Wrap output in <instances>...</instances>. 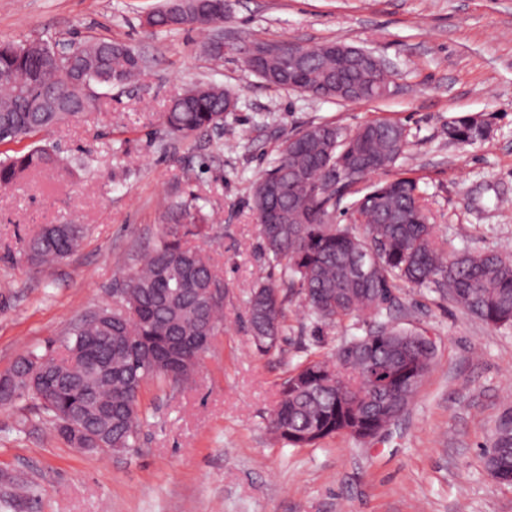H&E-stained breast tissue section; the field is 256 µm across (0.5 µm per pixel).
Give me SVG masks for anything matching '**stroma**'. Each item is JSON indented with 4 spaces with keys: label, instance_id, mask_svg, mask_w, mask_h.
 Masks as SVG:
<instances>
[{
    "label": "stroma",
    "instance_id": "obj_1",
    "mask_svg": "<svg viewBox=\"0 0 512 512\" xmlns=\"http://www.w3.org/2000/svg\"><path fill=\"white\" fill-rule=\"evenodd\" d=\"M164 0H0V41L89 39L131 46L137 83L100 88L101 105L48 135L81 161L67 179L33 173L0 187V375L27 353L63 355L71 327L112 304V286L163 231L158 205L196 194L216 221L204 249L224 279V323L192 382H148L137 445L87 454L59 437L30 397L0 404V492L24 487L23 512H512V484L484 450L512 409V327L401 286L396 317L424 331L437 357L408 410L380 436L338 435L294 448L267 429L280 388L324 357L344 328L317 330L299 305L276 350L247 330L246 295L267 268L250 186L281 140L311 123L355 132L385 118L411 146L396 173L415 178L439 236L473 253L512 254V0H224V59L204 33L156 35L142 17ZM345 40L393 73L378 99L343 103L268 85L245 58L261 43ZM219 84L238 99L220 130L191 138L160 122L182 89ZM478 115L486 140H449L455 116ZM82 224L78 249L28 268L22 241L44 224Z\"/></svg>",
    "mask_w": 512,
    "mask_h": 512
}]
</instances>
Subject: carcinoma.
<instances>
[{
	"instance_id": "obj_1",
	"label": "carcinoma",
	"mask_w": 512,
	"mask_h": 512,
	"mask_svg": "<svg viewBox=\"0 0 512 512\" xmlns=\"http://www.w3.org/2000/svg\"><path fill=\"white\" fill-rule=\"evenodd\" d=\"M224 18V0H170L149 12L153 33L208 27ZM48 40L0 43V144L17 142L75 120L99 106L95 87L128 82L139 71L134 49L107 39L79 45L68 57ZM307 94L323 99L341 77L360 87L367 70L342 68L322 44L307 48ZM162 115L168 133L190 137L224 127L229 93L220 85H198L176 96ZM486 127L478 116L448 121V138L476 141ZM409 147V131L396 121L375 119L348 134L333 122L310 124L288 136L277 156L251 185V208L261 219L273 205L281 224H261L262 248L273 277L257 281L247 297L249 329L257 349H275L287 330L288 305L306 309L319 326L351 323L362 335L336 353L300 363L284 381L268 427L292 446H314L337 435L376 436L413 402L435 361L433 342L390 320L396 290L425 288L485 322L512 326V256L497 251L472 254L441 239L421 202L418 182L397 176L379 182L352 203L353 223L334 222L342 192L367 176L396 166ZM47 143L0 159V186L17 182L32 168H58ZM170 221L144 251L139 266L117 283V312L101 309L100 321L86 316L73 327L66 348L77 339L90 351L55 363L23 356L0 376V402L24 394L37 401L56 431L69 420L106 438L121 452L135 446L142 422L139 395L145 383L190 381L187 365L198 340L224 319V279L210 257L183 242L203 236L211 215L196 197L168 203ZM362 231H357V228ZM85 228L49 224L24 241L28 260L44 266L75 252ZM372 258L367 280L354 260ZM485 467L495 479L512 474V416L496 426Z\"/></svg>"
}]
</instances>
